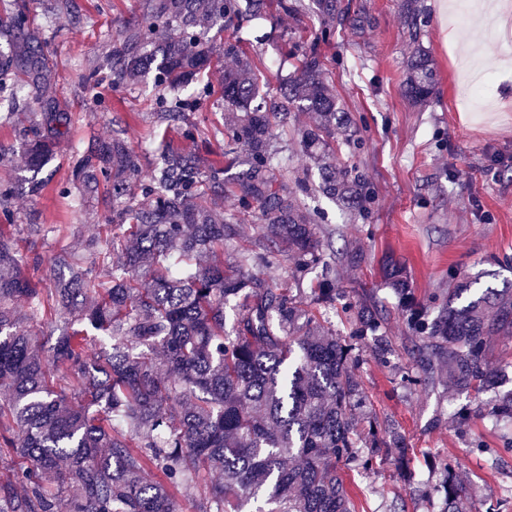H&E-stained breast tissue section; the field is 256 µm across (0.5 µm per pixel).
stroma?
<instances>
[{
    "instance_id": "stroma-1",
    "label": "stroma",
    "mask_w": 512,
    "mask_h": 512,
    "mask_svg": "<svg viewBox=\"0 0 512 512\" xmlns=\"http://www.w3.org/2000/svg\"><path fill=\"white\" fill-rule=\"evenodd\" d=\"M77 2L84 14L81 21L43 8L34 20L36 32L48 40L52 97L73 115L68 140L44 173L47 189L39 196L28 193L22 155L0 162V180L16 185L12 209L16 236L30 257L27 272L47 288L56 285L52 259L57 252L109 230L100 199H89L77 220L70 213V198L59 192L71 177L73 148L121 130L134 147H141L152 128L148 114L164 94L148 77L132 91L105 81L95 94L84 92L81 74L102 64L106 34L137 19L139 4ZM343 2L371 16L372 25L363 34L340 26L331 42L320 43L315 15H284L271 6L264 19L244 23L238 36L256 55L262 76L272 82L293 71L292 43L316 45L364 142L363 149L342 153L339 159L369 178L373 199L367 216L350 224L330 199L320 198L318 205L327 224L342 230L335 239L337 288L357 299L373 296L393 344L391 364L368 352L363 355L357 371L363 412L405 434L418 479L404 485L386 457L373 469L348 470L346 482L356 491L361 512H390L400 498L409 512H442L443 502L433 491L439 476L428 464L430 456L442 454L458 461L461 479L473 494V512H486L489 504L512 496V454L490 459L468 452L451 414L462 405H484L500 390L456 391L444 376L425 387L401 385L396 369L412 363L416 340L382 267L386 259L398 261L423 302L447 289L449 274L456 272L478 277L483 288L512 281V65L499 68L494 84L496 99L508 104V111L492 113L481 102L474 112L458 110L454 88L468 75L469 52L480 53L482 62L497 63L501 48L483 25L451 28L450 0H425L430 20L422 41L436 63L438 83L426 103L412 104L403 92L411 44L401 0ZM33 218L43 226L41 235L27 232Z\"/></svg>"
}]
</instances>
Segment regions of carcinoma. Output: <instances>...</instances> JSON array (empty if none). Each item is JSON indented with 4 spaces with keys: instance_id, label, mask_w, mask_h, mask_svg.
Masks as SVG:
<instances>
[{
    "instance_id": "carcinoma-1",
    "label": "carcinoma",
    "mask_w": 512,
    "mask_h": 512,
    "mask_svg": "<svg viewBox=\"0 0 512 512\" xmlns=\"http://www.w3.org/2000/svg\"><path fill=\"white\" fill-rule=\"evenodd\" d=\"M37 0H13L0 15L12 42L0 50V85L30 79L38 110L22 130L31 194L66 135L71 114L54 111L44 95V38L30 30ZM317 39L336 34L340 0H313ZM419 42L428 23L423 0H404ZM246 19L241 0H143L137 23L109 36L112 83L128 90L152 66L161 88L180 85L196 70L231 62L220 91L201 88L192 99L161 98L151 112L162 130L160 161L144 173L141 153L114 136L76 151L71 183L81 195L106 186L102 202L112 236L93 235L77 252L53 257L56 288L25 273L27 254L14 238L9 203L15 185L0 181V512H358L340 465L366 469L393 455L409 469V445L397 430L363 424L360 351L387 362L393 354L384 319L366 301L336 289L333 231L308 204L322 193L353 211H366L372 192L358 167L336 166L345 146L363 145L350 113L340 107L315 49L296 48L293 76L271 87L233 31ZM403 89L414 103L435 91L436 70L417 46L407 60ZM225 113L224 149L207 157L186 153L169 137L196 144L194 112ZM314 122L297 128L311 168L283 180L284 146L276 129L298 113ZM247 169L233 186L225 175L240 157ZM230 204H225L226 199ZM252 212L259 233L239 252L234 269L224 250L241 237L238 214ZM279 257L293 264V281L276 286L253 273ZM407 329L419 339L413 367L401 383L422 385L448 372L449 387L482 392L505 371L486 349L512 334V282L463 298L462 278L440 301L411 300L409 282L393 264ZM236 301L227 324L224 308ZM439 307L436 317L430 309ZM353 321L341 338L332 318ZM67 320L48 349L30 323ZM484 411L512 425V392ZM474 411L453 413L471 451L512 453V434L490 448L470 434ZM434 491L442 512H470L472 494L456 464L434 457Z\"/></svg>"
}]
</instances>
